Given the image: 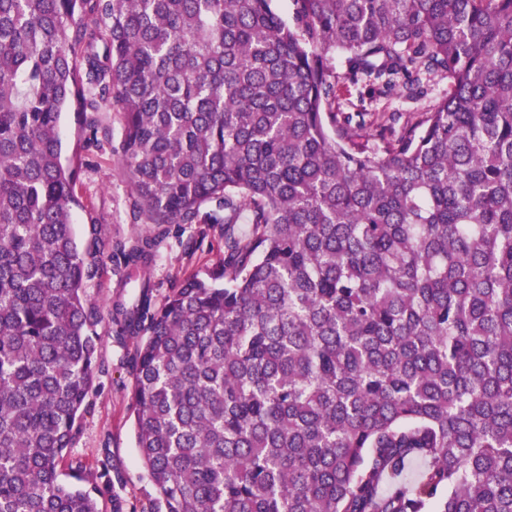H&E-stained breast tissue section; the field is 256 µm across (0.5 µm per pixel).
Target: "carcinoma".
<instances>
[{"label":"carcinoma","instance_id":"obj_1","mask_svg":"<svg viewBox=\"0 0 512 512\" xmlns=\"http://www.w3.org/2000/svg\"><path fill=\"white\" fill-rule=\"evenodd\" d=\"M273 2L0 0V512L114 496L105 463L61 470L107 320L141 337L165 512H512V0ZM333 54L405 99L447 88L398 128L341 112ZM97 93L146 223L224 225L157 309L146 278L88 299L59 126Z\"/></svg>","mask_w":512,"mask_h":512}]
</instances>
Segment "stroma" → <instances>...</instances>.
<instances>
[{
    "label": "stroma",
    "instance_id": "obj_1",
    "mask_svg": "<svg viewBox=\"0 0 512 512\" xmlns=\"http://www.w3.org/2000/svg\"><path fill=\"white\" fill-rule=\"evenodd\" d=\"M341 103L364 102L388 112H412L416 103L395 95H380L367 85L339 83ZM63 159L78 158L76 191L83 206L73 213L78 240L97 237L105 244L139 236H157L161 243L147 277L153 285V303L161 305L187 276L205 272L224 256V227L220 224L146 223L136 208V195L123 165V115L110 100L97 111L63 112L60 122ZM103 266L90 282L88 295L101 311H108L132 288L121 287L126 272L111 252H104ZM94 388L86 401L79 434L63 463L64 475L81 473L95 478L102 464H109L117 500H104L101 512H163L164 506L139 458L133 430L132 387L137 337L120 336L115 325L99 326Z\"/></svg>",
    "mask_w": 512,
    "mask_h": 512
}]
</instances>
